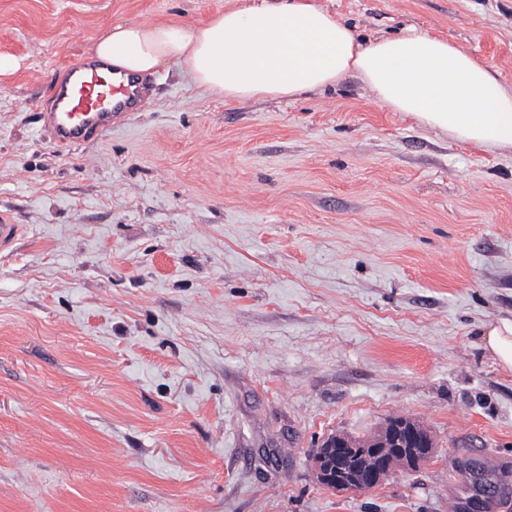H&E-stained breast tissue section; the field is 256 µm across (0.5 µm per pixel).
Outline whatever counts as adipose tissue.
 <instances>
[{"label":"adipose tissue","instance_id":"ef3b65f1","mask_svg":"<svg viewBox=\"0 0 512 512\" xmlns=\"http://www.w3.org/2000/svg\"><path fill=\"white\" fill-rule=\"evenodd\" d=\"M95 58L139 78L173 65L229 101L291 99L358 78L376 101L417 124L512 152V84L452 41L412 30L368 43L317 0H234L186 28L120 22Z\"/></svg>","mask_w":512,"mask_h":512}]
</instances>
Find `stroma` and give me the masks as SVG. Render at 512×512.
<instances>
[{
  "label": "stroma",
  "instance_id": "1",
  "mask_svg": "<svg viewBox=\"0 0 512 512\" xmlns=\"http://www.w3.org/2000/svg\"><path fill=\"white\" fill-rule=\"evenodd\" d=\"M359 41L408 27L512 83V0H321ZM232 0H0V512H452L458 456L512 461V154L460 145L349 77L227 102L177 67L112 132L44 129L113 23ZM422 421L367 491L318 482L329 435ZM22 232L23 224H16L12 216L0 213V253L11 250ZM483 336L485 348L503 368L512 370V322L490 324Z\"/></svg>",
  "mask_w": 512,
  "mask_h": 512
}]
</instances>
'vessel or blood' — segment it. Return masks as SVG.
I'll return each mask as SVG.
<instances>
[{"instance_id":"b4317fda","label":"vessel or blood","mask_w":512,"mask_h":512,"mask_svg":"<svg viewBox=\"0 0 512 512\" xmlns=\"http://www.w3.org/2000/svg\"><path fill=\"white\" fill-rule=\"evenodd\" d=\"M141 101L138 79L108 64L83 59L68 66L54 86V109L44 123L52 142L69 148L111 132L114 120ZM23 232L13 217L0 213V253L11 250Z\"/></svg>"}]
</instances>
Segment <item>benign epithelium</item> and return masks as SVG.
Here are the masks:
<instances>
[{
  "label": "benign epithelium",
  "instance_id": "1",
  "mask_svg": "<svg viewBox=\"0 0 512 512\" xmlns=\"http://www.w3.org/2000/svg\"><path fill=\"white\" fill-rule=\"evenodd\" d=\"M420 449L428 455L432 453L431 435L420 432L409 418H392L363 445L353 442L347 434L328 436L310 457V462L317 480L326 485L343 477L344 462L350 456L364 458L368 469L361 489L365 490L382 484L393 474L396 455L406 457Z\"/></svg>",
  "mask_w": 512,
  "mask_h": 512
}]
</instances>
